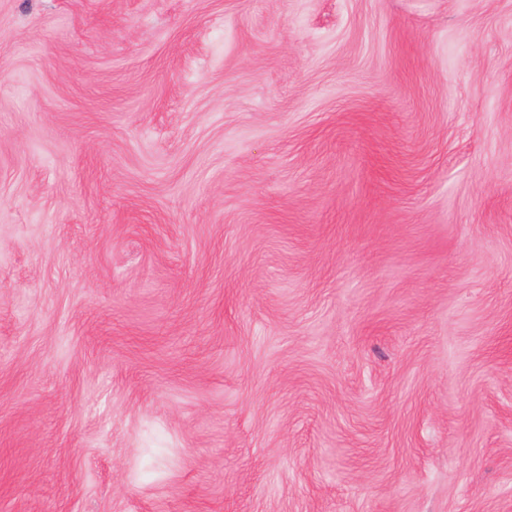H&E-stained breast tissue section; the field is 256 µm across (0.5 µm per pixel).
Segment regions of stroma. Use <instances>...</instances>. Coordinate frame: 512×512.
Listing matches in <instances>:
<instances>
[{
  "instance_id": "1",
  "label": "stroma",
  "mask_w": 512,
  "mask_h": 512,
  "mask_svg": "<svg viewBox=\"0 0 512 512\" xmlns=\"http://www.w3.org/2000/svg\"><path fill=\"white\" fill-rule=\"evenodd\" d=\"M0 512H512V0H0Z\"/></svg>"
}]
</instances>
